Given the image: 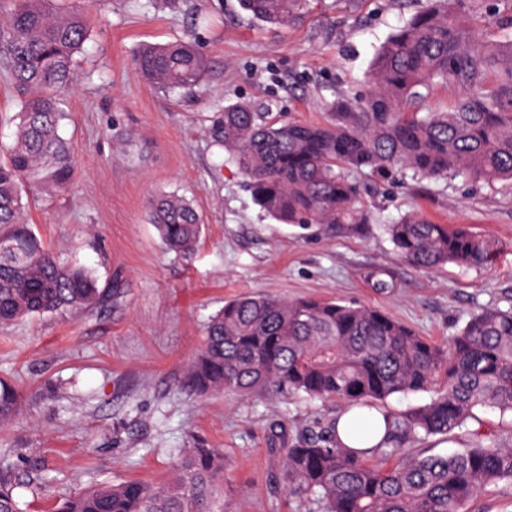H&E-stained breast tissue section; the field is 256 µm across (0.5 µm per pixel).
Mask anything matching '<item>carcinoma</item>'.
I'll use <instances>...</instances> for the list:
<instances>
[{"label": "carcinoma", "instance_id": "1", "mask_svg": "<svg viewBox=\"0 0 512 512\" xmlns=\"http://www.w3.org/2000/svg\"><path fill=\"white\" fill-rule=\"evenodd\" d=\"M0 13V71L21 95L11 144L0 150V325L104 302L96 272L46 252L26 222L31 199L49 201L71 184L76 162L60 134L67 113L59 94L89 36L88 14L54 0H11ZM481 0H431L377 49L368 90L329 102L326 123L277 122L248 102L224 106L214 141L246 178L256 204L283 224H368L363 190L352 178L369 169L384 178L474 183L512 182V9L492 19L506 41L475 39ZM242 11L279 26L310 0H238ZM147 86L179 95L200 86L210 63L186 37L144 44L133 58ZM497 82L488 84L490 72ZM467 94L446 111H424L437 87ZM167 250L193 253L204 228L192 201L175 193L149 206ZM394 250L424 270L481 269L501 246L467 227L437 224L411 209L384 225ZM185 384L215 392L303 394L340 400L346 409L382 411L386 434L371 451L349 448L335 427L301 436L284 449L291 493L320 512H466L487 487L512 482V444L477 440L452 454H404L409 438L452 437L476 411L493 408L512 425V305L471 314L440 344L371 307L316 298L245 294L211 317ZM428 393L406 413L387 409L395 396ZM16 390L0 381V422ZM0 512H22L10 475L0 472ZM56 512H224V456L185 448L162 483H104L65 499Z\"/></svg>", "mask_w": 512, "mask_h": 512}]
</instances>
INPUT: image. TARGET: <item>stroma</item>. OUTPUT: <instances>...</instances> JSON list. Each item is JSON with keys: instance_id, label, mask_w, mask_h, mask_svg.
I'll return each mask as SVG.
<instances>
[{"instance_id": "obj_1", "label": "stroma", "mask_w": 512, "mask_h": 512, "mask_svg": "<svg viewBox=\"0 0 512 512\" xmlns=\"http://www.w3.org/2000/svg\"><path fill=\"white\" fill-rule=\"evenodd\" d=\"M423 3L314 0L300 18L271 27L238 0H58L93 20L61 95L77 170L69 190L32 205L28 219L47 252L97 272L107 300L0 327V379L19 392L0 427V466L22 512H54L60 499L106 480H167L181 450L198 445L224 453V512H319L289 492L283 450L328 427L343 403L195 395L185 373L209 317L242 294L310 296L376 307L444 342L468 314L512 304V187L364 170L356 178L371 223L300 229L255 204L209 134L218 110L239 100L281 121H325L334 96L366 92L376 49ZM198 15L207 19L195 29L211 62L206 81L177 98L150 89L133 70L136 48L184 37ZM173 191L204 222L188 258L167 252L147 218L150 199ZM412 208L494 237L501 250L482 270L412 267L381 230ZM378 278L391 289L374 288ZM468 428L405 449L460 450L472 431L512 442L493 409Z\"/></svg>"}]
</instances>
